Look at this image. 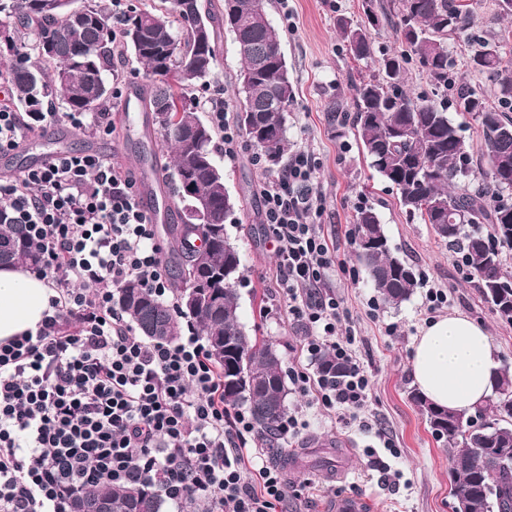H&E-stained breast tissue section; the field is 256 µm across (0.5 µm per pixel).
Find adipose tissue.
I'll return each mask as SVG.
<instances>
[{
	"label": "adipose tissue",
	"mask_w": 512,
	"mask_h": 512,
	"mask_svg": "<svg viewBox=\"0 0 512 512\" xmlns=\"http://www.w3.org/2000/svg\"><path fill=\"white\" fill-rule=\"evenodd\" d=\"M51 296L38 274L19 265H1L0 343L36 330ZM411 369L420 393L454 412H473L497 391L496 346L485 328L459 312L422 330Z\"/></svg>",
	"instance_id": "1"
}]
</instances>
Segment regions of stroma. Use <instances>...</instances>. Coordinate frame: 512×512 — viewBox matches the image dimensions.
I'll return each instance as SVG.
<instances>
[{
  "instance_id": "1",
  "label": "stroma",
  "mask_w": 512,
  "mask_h": 512,
  "mask_svg": "<svg viewBox=\"0 0 512 512\" xmlns=\"http://www.w3.org/2000/svg\"><path fill=\"white\" fill-rule=\"evenodd\" d=\"M265 9L281 33V50L295 88L287 114L288 149L307 151L314 158L318 188L325 199L322 222L336 233L338 258L358 276L353 283L346 273L337 275L335 286L352 318L355 355L372 376L364 415L382 423L395 445L391 452L382 449L357 422L334 421L309 405L300 393L289 392L288 412L304 420L306 426L298 439L285 443L281 455L270 459L289 484L288 499L278 512H329L335 495L351 491L370 499L372 512H449L452 476L448 451L409 398L414 388L411 346L432 319L426 290L416 288L411 298L398 306L381 301L356 259L355 244L345 237L347 226L355 224L360 209L373 208L397 254L447 292L442 313L458 310L485 325L503 366H512V324L492 312L477 279L467 275L458 254L436 238L431 226L409 219L397 190L383 181L361 152L352 127V84L372 68L349 54L337 21L361 22L362 0H266ZM448 51L453 73L483 93L489 106H496L493 83L466 65L467 40L449 41ZM240 68L232 35L219 30L213 72L207 84L196 87L197 101H234ZM334 101L340 103L341 110L333 116L328 106ZM57 124L70 131L65 150L81 151L94 142L99 152L114 156L125 167H134L140 160L136 134L118 131L96 136L71 125L64 114ZM211 147L224 172L225 187L243 202L224 226L241 256V278L236 284L241 297L240 322L248 335L274 340L284 364H291L302 355L306 331L280 307L271 286L269 273L275 255L260 215L261 177L274 174L275 169L268 162H256L257 151L252 147H245L233 161L225 159L220 141H213ZM390 325L396 328L391 335L386 332ZM325 456L330 459L326 466L321 463Z\"/></svg>"
}]
</instances>
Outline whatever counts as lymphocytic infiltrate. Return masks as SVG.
<instances>
[{
    "instance_id": "f902f5d3",
    "label": "lymphocytic infiltrate",
    "mask_w": 512,
    "mask_h": 512,
    "mask_svg": "<svg viewBox=\"0 0 512 512\" xmlns=\"http://www.w3.org/2000/svg\"><path fill=\"white\" fill-rule=\"evenodd\" d=\"M11 97L0 77V153L57 120L15 111ZM261 197L272 282L307 332L306 361L288 375L329 415L357 417L372 380L340 337L350 314L331 285L338 263L311 157L294 152ZM0 220L25 225L55 292L36 331L0 343V512H71L84 488L130 483L161 490L175 512H276L288 487L250 416L225 405L224 375L196 326L146 341L113 302L131 280L160 296L168 288L132 173L65 153L0 178ZM327 354L344 373L316 372Z\"/></svg>"
}]
</instances>
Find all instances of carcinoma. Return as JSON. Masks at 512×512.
<instances>
[{"mask_svg": "<svg viewBox=\"0 0 512 512\" xmlns=\"http://www.w3.org/2000/svg\"><path fill=\"white\" fill-rule=\"evenodd\" d=\"M159 0L122 14L120 31L112 28V12L104 0L85 6L84 18L68 26L65 43L55 55L43 50L56 20L43 13L41 0H0V14L13 18L12 28L34 34V44L4 36L13 56L8 70L17 100L30 112H41L42 99L51 98L72 112L106 104L111 85L95 89L89 73L112 79L115 52L130 49L146 69L145 108L151 112L162 143L173 149L162 165L174 203L182 205L183 222L168 228L169 253L176 273V304L165 303L136 280L116 292L117 305L140 333L150 340L170 341L182 331L181 319L193 321L211 357L224 374V403L246 406L261 441L279 454L282 423L287 415L288 389L276 345L246 335L239 322L240 295L235 288L241 258L224 233V224L237 202L224 186V172L210 145L215 130L198 115L195 86L211 75L216 58L215 25L222 22L234 36L243 62L239 75L236 117L246 142L267 161L280 164L288 148L286 113L295 98L281 50L279 31L272 26L263 0H224V16H215L201 0ZM364 19L353 26L339 22L340 32L357 60L371 59L373 72L354 84L352 125L371 167L396 188L400 204L421 224L461 254L477 277L482 296L498 317L512 324V267L502 261V249H512V206L502 199L512 194V39L469 35L472 11L461 0H363ZM394 29L399 47L372 57L374 32ZM466 38L471 51L467 66L486 75L497 90L498 106L465 84L451 79L448 38ZM91 43L99 51L73 60L68 45ZM417 62L440 98L412 96L404 85L407 65ZM455 111L475 117L484 137L482 156L489 171L474 175L473 155L448 118V88ZM194 178L207 197L201 219L185 199L183 178ZM454 219L450 234L438 225ZM356 254L381 300L398 306L420 284V271L391 251L384 228L371 208L358 212ZM0 265L36 267L40 249L27 237L25 225L0 222ZM193 291L199 299L185 305ZM410 399L426 418L432 433L448 449L451 493L465 490L469 512H488L483 477L497 469L500 512H512V404L494 398L477 409L484 423L471 428L467 420L433 406L418 392ZM472 447L459 460L455 449ZM112 501V512H162L156 492L137 484L88 488L74 501L91 505Z\"/></svg>", "mask_w": 512, "mask_h": 512, "instance_id": "1", "label": "carcinoma"}]
</instances>
